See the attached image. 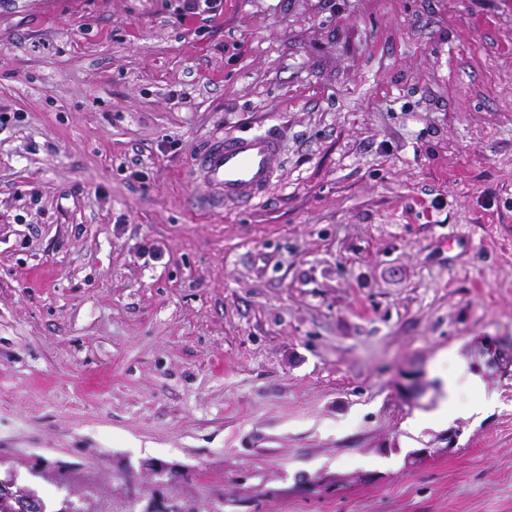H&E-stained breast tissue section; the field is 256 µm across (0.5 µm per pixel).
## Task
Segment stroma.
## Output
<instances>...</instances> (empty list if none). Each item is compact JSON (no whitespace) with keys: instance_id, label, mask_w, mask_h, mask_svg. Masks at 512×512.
Wrapping results in <instances>:
<instances>
[{"instance_id":"35a3bbf8","label":"stroma","mask_w":512,"mask_h":512,"mask_svg":"<svg viewBox=\"0 0 512 512\" xmlns=\"http://www.w3.org/2000/svg\"><path fill=\"white\" fill-rule=\"evenodd\" d=\"M0 4V454L201 512H512V0ZM277 130L251 205L191 157ZM462 360L493 405L416 429ZM448 452L422 459L421 448ZM183 5L179 9V17L186 19L190 17H199L205 21H212L221 4L220 0H182Z\"/></svg>"}]
</instances>
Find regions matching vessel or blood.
<instances>
[{"instance_id":"1","label":"vessel or blood","mask_w":512,"mask_h":512,"mask_svg":"<svg viewBox=\"0 0 512 512\" xmlns=\"http://www.w3.org/2000/svg\"><path fill=\"white\" fill-rule=\"evenodd\" d=\"M281 150V141L272 131L212 137L190 164L207 190L202 205L220 208L228 201L251 202L271 183Z\"/></svg>"}]
</instances>
